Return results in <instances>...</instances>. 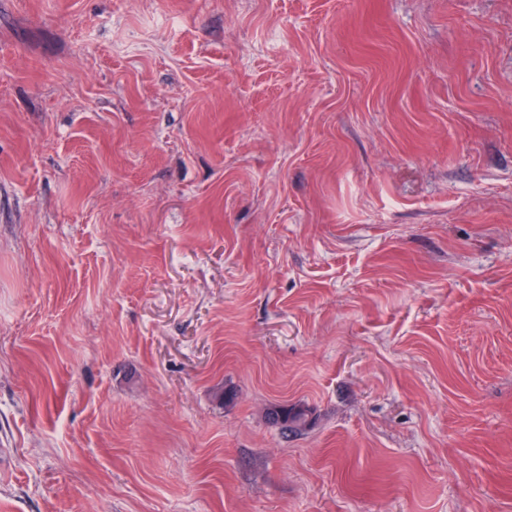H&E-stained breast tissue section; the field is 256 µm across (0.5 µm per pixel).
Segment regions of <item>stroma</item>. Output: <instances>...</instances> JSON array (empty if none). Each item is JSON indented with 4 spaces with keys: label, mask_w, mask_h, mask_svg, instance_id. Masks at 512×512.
Instances as JSON below:
<instances>
[{
    "label": "stroma",
    "mask_w": 512,
    "mask_h": 512,
    "mask_svg": "<svg viewBox=\"0 0 512 512\" xmlns=\"http://www.w3.org/2000/svg\"><path fill=\"white\" fill-rule=\"evenodd\" d=\"M0 512H512V0H0ZM310 410L303 405H278L274 406L270 412V417L282 428L292 432H302L310 421Z\"/></svg>",
    "instance_id": "1"
}]
</instances>
